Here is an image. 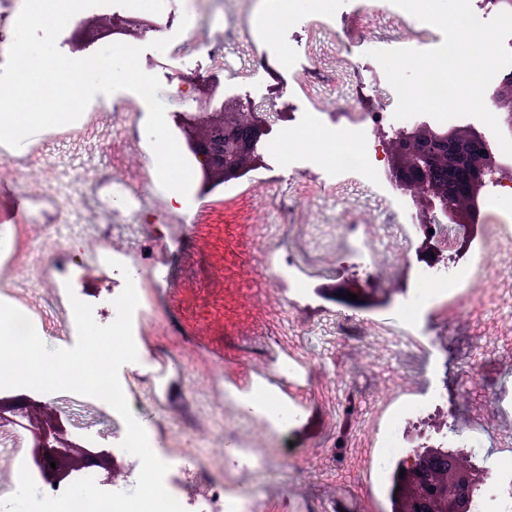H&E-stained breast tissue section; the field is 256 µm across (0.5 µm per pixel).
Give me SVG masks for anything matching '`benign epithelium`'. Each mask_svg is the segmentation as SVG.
I'll return each instance as SVG.
<instances>
[{"label": "benign epithelium", "mask_w": 512, "mask_h": 512, "mask_svg": "<svg viewBox=\"0 0 512 512\" xmlns=\"http://www.w3.org/2000/svg\"><path fill=\"white\" fill-rule=\"evenodd\" d=\"M148 29L125 20L98 32L100 36L132 35ZM201 115H182L181 125L189 153L202 174V191L246 173L260 161L257 145L272 129V123L286 114L275 110L273 91L259 102L228 110L218 95V83H192ZM491 105L504 130L512 131V71L500 73ZM384 161L394 186L416 204L425 206L423 227L446 220V224L480 223L479 199L488 181L509 182L494 154L490 138L474 127L438 130L416 125L387 136ZM0 423H12L31 430L36 437L33 455L48 482H59L89 465L97 466L111 483L126 480V471L116 464L112 452L80 448L69 439L58 415L42 404L24 398L0 400ZM447 472L432 479L436 463L426 459L414 466H398L389 496L393 512H468L472 491L479 478L461 460L450 454ZM56 463L51 468L50 463Z\"/></svg>", "instance_id": "7a95c632"}]
</instances>
